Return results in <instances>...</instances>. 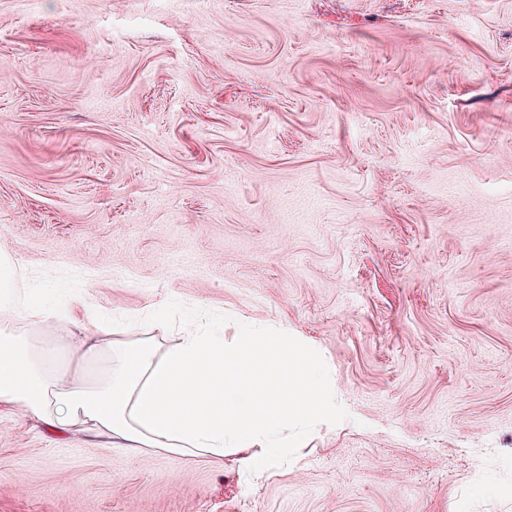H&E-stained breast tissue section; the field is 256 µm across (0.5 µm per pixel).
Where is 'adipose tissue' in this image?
<instances>
[{
	"instance_id": "ef3b65f1",
	"label": "adipose tissue",
	"mask_w": 512,
	"mask_h": 512,
	"mask_svg": "<svg viewBox=\"0 0 512 512\" xmlns=\"http://www.w3.org/2000/svg\"><path fill=\"white\" fill-rule=\"evenodd\" d=\"M15 282V265L0 256L2 408H24L61 431L95 430L117 448L218 458L248 448L257 472L287 456L289 426L336 417L325 365L313 355L294 364L244 321L232 339L211 325L167 347L118 331L79 337L76 354L98 365L90 377L34 364L12 322L51 314L77 327L83 321L77 307L55 312L44 296L19 295Z\"/></svg>"
}]
</instances>
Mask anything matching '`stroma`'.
Instances as JSON below:
<instances>
[{"mask_svg": "<svg viewBox=\"0 0 512 512\" xmlns=\"http://www.w3.org/2000/svg\"><path fill=\"white\" fill-rule=\"evenodd\" d=\"M0 253L89 334L286 328L338 409L259 479L1 410L0 512H512V0H0Z\"/></svg>", "mask_w": 512, "mask_h": 512, "instance_id": "obj_1", "label": "stroma"}]
</instances>
